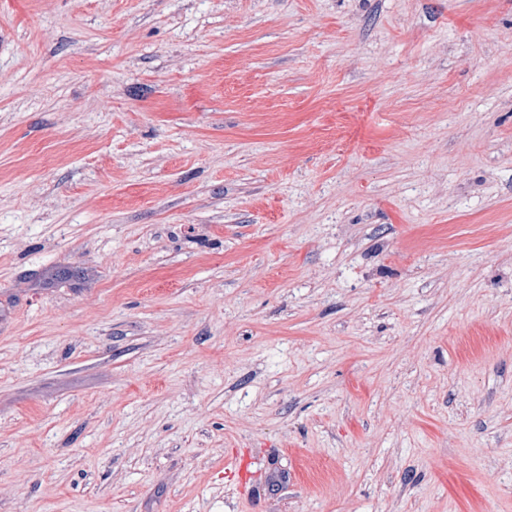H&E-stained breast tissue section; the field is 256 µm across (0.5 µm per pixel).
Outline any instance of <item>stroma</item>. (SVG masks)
I'll use <instances>...</instances> for the list:
<instances>
[{"label": "stroma", "mask_w": 512, "mask_h": 512, "mask_svg": "<svg viewBox=\"0 0 512 512\" xmlns=\"http://www.w3.org/2000/svg\"><path fill=\"white\" fill-rule=\"evenodd\" d=\"M0 512H512V0H0Z\"/></svg>", "instance_id": "1"}]
</instances>
